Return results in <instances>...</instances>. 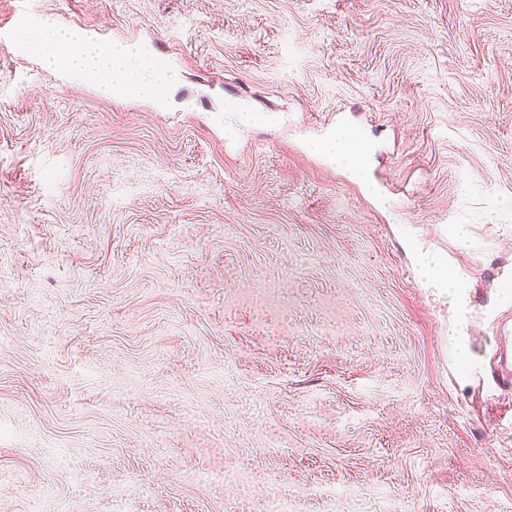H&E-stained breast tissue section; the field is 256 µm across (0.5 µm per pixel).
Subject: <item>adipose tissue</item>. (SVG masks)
Instances as JSON below:
<instances>
[{"label":"adipose tissue","mask_w":512,"mask_h":512,"mask_svg":"<svg viewBox=\"0 0 512 512\" xmlns=\"http://www.w3.org/2000/svg\"><path fill=\"white\" fill-rule=\"evenodd\" d=\"M26 40L48 67L80 77L108 75L113 85L134 96L162 97L172 82L171 69L136 45L95 43L79 31L44 22L30 27Z\"/></svg>","instance_id":"1"}]
</instances>
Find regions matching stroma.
<instances>
[{
	"mask_svg": "<svg viewBox=\"0 0 512 512\" xmlns=\"http://www.w3.org/2000/svg\"><path fill=\"white\" fill-rule=\"evenodd\" d=\"M28 3L175 78L0 46V512H512V0ZM327 148L336 154L338 160L346 161L348 165L359 167L363 154V148L359 141L346 136H340L336 139V143H330ZM496 366L492 374L498 386L512 384V315L501 316L495 330Z\"/></svg>",
	"mask_w": 512,
	"mask_h": 512,
	"instance_id": "obj_1",
	"label": "stroma"
}]
</instances>
